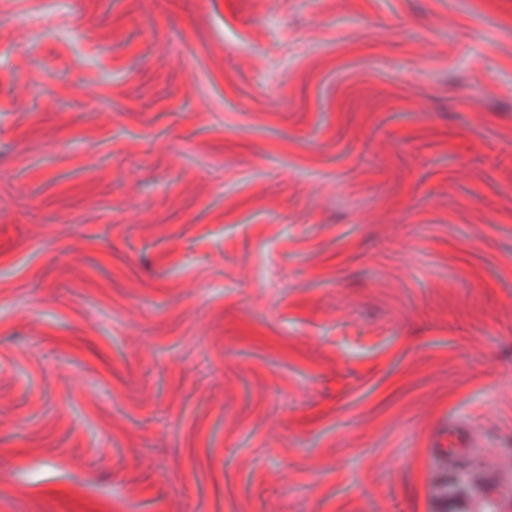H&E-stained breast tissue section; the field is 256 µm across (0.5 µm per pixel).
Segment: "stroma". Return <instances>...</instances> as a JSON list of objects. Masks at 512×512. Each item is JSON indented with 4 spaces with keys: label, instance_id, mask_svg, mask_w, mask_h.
<instances>
[{
    "label": "stroma",
    "instance_id": "stroma-1",
    "mask_svg": "<svg viewBox=\"0 0 512 512\" xmlns=\"http://www.w3.org/2000/svg\"><path fill=\"white\" fill-rule=\"evenodd\" d=\"M512 467V0H0V512H432ZM471 436L467 427L461 422L448 425V464L469 457ZM435 486L441 490L439 494L441 510L447 511L448 509V511H455L453 509L456 505V501L463 491V487L459 479L442 477L438 480Z\"/></svg>",
    "mask_w": 512,
    "mask_h": 512
}]
</instances>
